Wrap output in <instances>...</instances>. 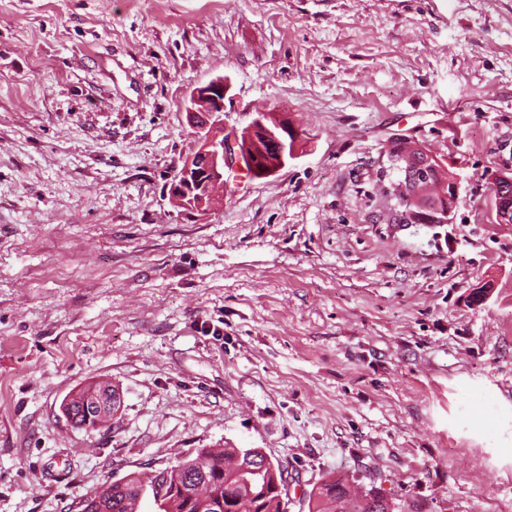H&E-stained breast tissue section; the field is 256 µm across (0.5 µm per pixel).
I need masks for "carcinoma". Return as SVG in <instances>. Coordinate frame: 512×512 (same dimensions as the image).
I'll use <instances>...</instances> for the list:
<instances>
[{"label":"carcinoma","instance_id":"1","mask_svg":"<svg viewBox=\"0 0 512 512\" xmlns=\"http://www.w3.org/2000/svg\"><path fill=\"white\" fill-rule=\"evenodd\" d=\"M280 464L264 461L256 448H201L193 459L178 462L168 475L169 485H186L190 477L208 476L212 482L211 501L177 498L169 512H225L222 502L231 494L242 512H285L280 492L273 486V472ZM146 489L140 479L129 477L123 487L105 495L94 494L86 499V512H135ZM360 503L351 494L342 478L327 479L308 494V512H394V504L384 495L368 492Z\"/></svg>","mask_w":512,"mask_h":512}]
</instances>
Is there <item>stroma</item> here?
I'll return each mask as SVG.
<instances>
[{
	"label": "stroma",
	"mask_w": 512,
	"mask_h": 512,
	"mask_svg": "<svg viewBox=\"0 0 512 512\" xmlns=\"http://www.w3.org/2000/svg\"><path fill=\"white\" fill-rule=\"evenodd\" d=\"M298 133L205 215L165 188L192 90ZM453 173L401 224L387 145ZM512 0H0V512H80L201 448L397 512H512ZM486 291L483 304L467 296ZM118 386L97 430L62 401ZM492 189L498 223L512 224V168L495 174Z\"/></svg>",
	"instance_id": "obj_1"
}]
</instances>
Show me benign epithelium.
<instances>
[{
  "instance_id": "obj_1",
  "label": "benign epithelium",
  "mask_w": 512,
  "mask_h": 512,
  "mask_svg": "<svg viewBox=\"0 0 512 512\" xmlns=\"http://www.w3.org/2000/svg\"><path fill=\"white\" fill-rule=\"evenodd\" d=\"M229 85L217 77L196 87L187 107V122L195 131V146L181 168L167 186L171 204L188 214H206L222 204L224 172H245V161L259 147L256 133L265 137L275 159L268 162L266 175L280 171L288 161V139L279 129L288 125L284 120L275 121L260 113L243 130L224 124V100ZM388 156L397 164L401 175L407 176L412 197L429 210L448 199V213H453L458 198L456 177L441 173L439 160L416 140L400 138L388 144ZM493 202L500 224H512V168L495 174L492 182ZM86 423L99 428L112 419V390L85 400Z\"/></svg>"
}]
</instances>
